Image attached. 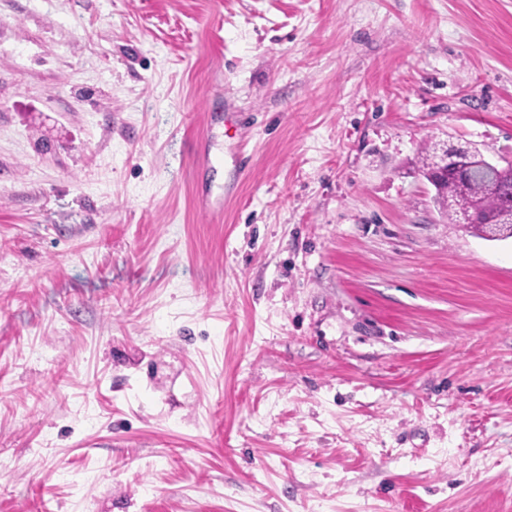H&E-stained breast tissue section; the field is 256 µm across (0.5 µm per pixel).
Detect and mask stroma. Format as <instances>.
Wrapping results in <instances>:
<instances>
[{
    "mask_svg": "<svg viewBox=\"0 0 512 512\" xmlns=\"http://www.w3.org/2000/svg\"><path fill=\"white\" fill-rule=\"evenodd\" d=\"M436 141L512 161V0H0V512H512Z\"/></svg>",
    "mask_w": 512,
    "mask_h": 512,
    "instance_id": "35a3bbf8",
    "label": "stroma"
}]
</instances>
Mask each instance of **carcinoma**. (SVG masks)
I'll return each mask as SVG.
<instances>
[{
  "instance_id": "1",
  "label": "carcinoma",
  "mask_w": 512,
  "mask_h": 512,
  "mask_svg": "<svg viewBox=\"0 0 512 512\" xmlns=\"http://www.w3.org/2000/svg\"><path fill=\"white\" fill-rule=\"evenodd\" d=\"M457 171L435 187V202L448 219L469 226L478 235L512 238V171L492 179L481 167L477 151L458 154L450 146Z\"/></svg>"
}]
</instances>
